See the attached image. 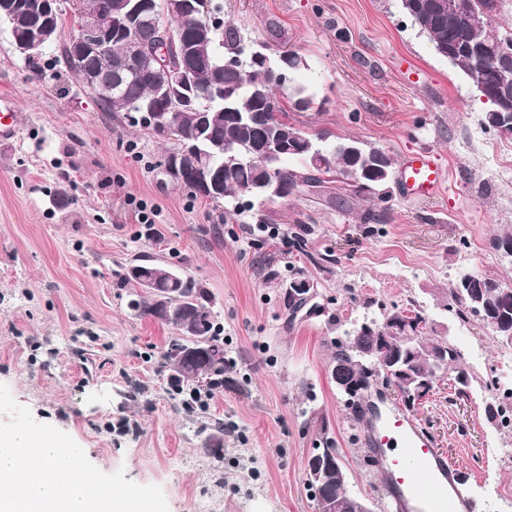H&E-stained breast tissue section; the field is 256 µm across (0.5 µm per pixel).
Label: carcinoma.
I'll return each mask as SVG.
<instances>
[{
	"label": "carcinoma",
	"mask_w": 512,
	"mask_h": 512,
	"mask_svg": "<svg viewBox=\"0 0 512 512\" xmlns=\"http://www.w3.org/2000/svg\"><path fill=\"white\" fill-rule=\"evenodd\" d=\"M96 2L103 25L112 30L109 49L112 56L117 57L125 50L128 30L112 14L111 0ZM495 19L496 16H491L489 26L481 30L467 28L448 16L421 15L414 23L435 46L446 44L450 39L463 43L483 40L489 44L512 40V29L499 31L494 26ZM171 21L174 27L184 31L185 45L177 43L170 49V61L194 69L197 80L190 86L168 88L166 100L178 108L177 121L182 136L204 154L208 167L222 172V200L231 202L252 195L250 188L260 175L250 160L243 162L227 155L213 156L212 144L215 142H240L261 151L290 136H305L311 148L299 153L268 154L260 161L264 167L263 175L276 187L275 197L279 199L290 196L295 184L317 181L323 175L327 183H343L353 196L374 194L390 180L393 174L391 166L368 179L354 176L356 160L366 161L372 152L359 140H331L327 132L310 134L289 121V112H306L314 104L313 95L307 88L291 84L289 73L304 65L300 56L293 55L279 84L272 88L265 69L250 61V55L257 48L246 45L244 35L236 26L223 24L222 41L198 46L193 41L190 22L178 15L171 17ZM238 52L246 60L243 69L216 68L220 58ZM160 90L159 75L151 68H142L129 84L127 99L146 103L154 99ZM316 150L324 153V165L317 169L311 163ZM290 158L299 160V168L285 166V161ZM461 278L467 280V286L461 288L456 284L451 288L456 317L463 322L473 316L479 317L499 343L509 344L508 337L512 336V288L477 271L465 273ZM119 281L121 287L132 290L135 299L130 301V306L138 314L150 316L177 331L178 337L169 342L162 360L169 372L190 377V381L175 387V390L176 394L185 395V407L193 409L201 403L202 383L211 387L221 382L224 369L229 364L224 354V340L216 331L215 314L206 290L194 278L161 264L131 265L119 275ZM399 312L397 307L383 312L373 331L356 328L331 339L330 376L357 420L362 413L364 384L368 383L362 367L364 353L373 350L381 341L385 347V367L390 370L395 369L393 363L396 359L400 361V367H405V348L409 346L412 349L410 367L417 379L435 383L448 377L463 393L476 381V377L463 367V354L456 345L449 341L433 342L422 338L426 324L422 312L411 311V322L397 325L395 314ZM190 324L206 325L208 358L205 360L182 355L193 341L187 331ZM200 432L207 433L208 454L217 461L223 459L224 423L204 424ZM318 450L323 452L324 460L312 461L306 471L307 486L316 512H337L325 505L327 492L332 502L344 505L343 512H355L336 440L325 428L321 430Z\"/></svg>",
	"instance_id": "carcinoma-1"
}]
</instances>
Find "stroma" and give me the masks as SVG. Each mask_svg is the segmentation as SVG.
<instances>
[{
	"mask_svg": "<svg viewBox=\"0 0 512 512\" xmlns=\"http://www.w3.org/2000/svg\"><path fill=\"white\" fill-rule=\"evenodd\" d=\"M216 2L247 40L302 57L290 78L314 106L297 114L301 127L391 156L386 200L343 213L313 195L235 205L194 195L164 167L173 140L104 111L59 62L72 27L36 75L0 22V93L17 99L21 129L0 141V384L102 472L160 486L169 512H315L304 467L324 423L349 491L383 512L385 480L330 376V340L383 310L415 308L425 336L455 344L478 382L460 395L440 380L411 413L459 462L476 512H512V429L489 419L480 384L504 347L478 318L460 323L448 294L468 270L512 287V257L493 246L512 234V167L502 163L512 136L484 126L475 90L398 0ZM421 150L450 172L431 199L402 171ZM140 202L155 224H140ZM371 207L381 220L368 227L360 214ZM136 260L209 293L230 365L199 417L160 364L175 330L131 310L117 284ZM299 275L315 283V310L293 318L285 296ZM208 419L224 423L220 462L198 432Z\"/></svg>",
	"mask_w": 512,
	"mask_h": 512,
	"instance_id": "stroma-1",
	"label": "stroma"
}]
</instances>
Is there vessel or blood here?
<instances>
[{"instance_id":"b4317fda","label":"vessel or blood","mask_w":512,"mask_h":512,"mask_svg":"<svg viewBox=\"0 0 512 512\" xmlns=\"http://www.w3.org/2000/svg\"><path fill=\"white\" fill-rule=\"evenodd\" d=\"M17 102L0 96V140L18 137ZM408 188L424 198L437 196L446 186L445 171L432 154L408 156L404 162ZM363 446L374 449L377 468L385 477L391 512H474L463 493L459 463L439 447L436 437L414 417L381 401L368 404Z\"/></svg>"}]
</instances>
